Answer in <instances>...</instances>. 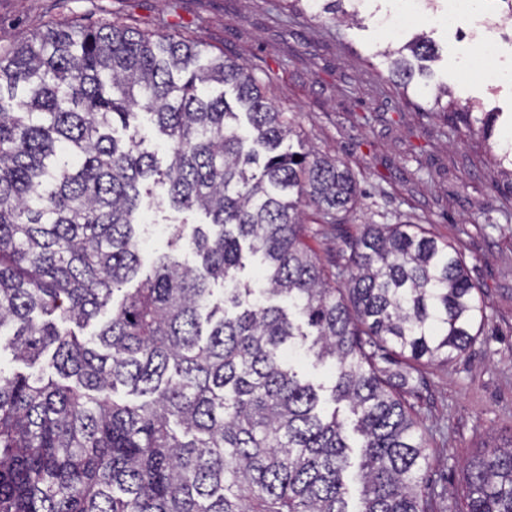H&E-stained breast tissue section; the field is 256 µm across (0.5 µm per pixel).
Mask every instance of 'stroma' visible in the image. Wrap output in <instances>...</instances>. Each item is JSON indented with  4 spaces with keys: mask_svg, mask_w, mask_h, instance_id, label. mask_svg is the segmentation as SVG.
Listing matches in <instances>:
<instances>
[{
    "mask_svg": "<svg viewBox=\"0 0 512 512\" xmlns=\"http://www.w3.org/2000/svg\"><path fill=\"white\" fill-rule=\"evenodd\" d=\"M360 24L291 14L285 0H0V54L57 21L116 19L150 35L174 34L238 60L294 112L309 145L358 174L362 199L349 224L309 227L322 261L365 224L422 225L462 253L485 307L481 333L458 358L427 367L412 396L430 455L426 490L437 512H457L464 464L512 438V177L494 158L512 130V82L491 84L471 61L477 18L447 22L417 0H363ZM424 35L439 49L431 84L448 87L452 111L499 112L491 138L429 111L425 96L387 79L382 53ZM154 186L139 227L144 263L168 250L173 225L202 212L159 207Z\"/></svg>",
    "mask_w": 512,
    "mask_h": 512,
    "instance_id": "obj_1",
    "label": "stroma"
}]
</instances>
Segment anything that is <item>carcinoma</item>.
<instances>
[{"mask_svg":"<svg viewBox=\"0 0 512 512\" xmlns=\"http://www.w3.org/2000/svg\"><path fill=\"white\" fill-rule=\"evenodd\" d=\"M355 0L322 11L355 19ZM388 77L408 91L404 51ZM168 163L141 149L139 114ZM494 113L470 131L491 134ZM296 116L241 63L112 20L52 24L0 55V512H433L428 444L407 396L466 352L483 308L454 246L410 221L366 224L328 269L307 225L340 228L359 184L297 145ZM299 160H294V157ZM206 224L174 228L143 269L149 184ZM187 242L199 261L174 251ZM262 276L243 280L246 256ZM224 285L215 296L213 285ZM112 309L109 320L83 329ZM333 366L300 379L285 352ZM462 512H512V437L465 465Z\"/></svg>","mask_w":512,"mask_h":512,"instance_id":"1","label":"carcinoma"}]
</instances>
